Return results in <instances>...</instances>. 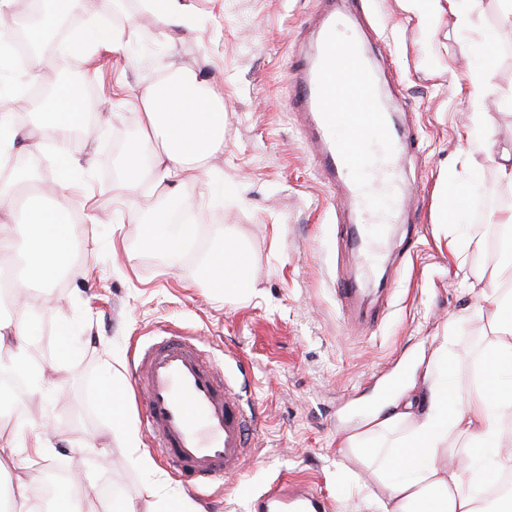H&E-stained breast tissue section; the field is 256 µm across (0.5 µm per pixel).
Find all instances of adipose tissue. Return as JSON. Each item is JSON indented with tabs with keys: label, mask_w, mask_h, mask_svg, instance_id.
<instances>
[{
	"label": "adipose tissue",
	"mask_w": 512,
	"mask_h": 512,
	"mask_svg": "<svg viewBox=\"0 0 512 512\" xmlns=\"http://www.w3.org/2000/svg\"><path fill=\"white\" fill-rule=\"evenodd\" d=\"M428 24H439L453 14L458 28L474 31L480 0H415ZM486 60L475 62L466 75L473 103L466 126L467 139H475L486 118L479 101L495 98L512 108V89L499 90L489 82ZM139 135L125 157L123 181L130 193L142 183L171 199L185 174L203 173L209 159L224 149V98L204 86L194 71L169 60L167 74L135 97ZM43 189L30 193L20 212L0 209V255L23 248L25 268L18 272L0 306L20 308L19 320L0 314V368L28 376L32 370L21 346L33 323L25 306L24 292L30 282L55 284L73 256L78 239L71 224L54 219ZM504 261L485 278L487 288L468 307L465 317L451 319L442 345L432 354L423 373L419 406L391 399L375 407L360 429L341 443L345 455L356 459L374 479L375 488L364 498L367 512H512V494L490 501L474 492L479 471L460 479L451 463L469 459L474 449H494L497 470L512 473V209L494 213ZM198 224H182L167 231L161 216L150 219L149 243L182 261L193 251L201 235ZM192 282L204 281L240 296L251 285L244 248L232 235L221 247L203 253L191 269ZM487 321L485 360L491 363L493 383H482L473 393L452 395L447 378L437 373L441 361L451 358L459 336L475 321ZM402 477H394L396 465Z\"/></svg>",
	"instance_id": "adipose-tissue-1"
}]
</instances>
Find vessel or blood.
Instances as JSON below:
<instances>
[{
    "mask_svg": "<svg viewBox=\"0 0 512 512\" xmlns=\"http://www.w3.org/2000/svg\"><path fill=\"white\" fill-rule=\"evenodd\" d=\"M341 19L325 15L309 57L290 70L288 106L310 116L314 158L343 210L360 212L358 227L338 225V236L358 234L372 265L396 216L400 160L409 137L379 101L378 72L356 40L337 41ZM134 390L143 426L162 463L195 488L222 485L256 456L261 416L246 392L239 355L216 363L202 339L169 331L136 349ZM255 512H333L307 481L275 479L254 502Z\"/></svg>",
    "mask_w": 512,
    "mask_h": 512,
    "instance_id": "b4317fda",
    "label": "vessel or blood"
}]
</instances>
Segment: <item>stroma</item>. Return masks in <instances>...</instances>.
Masks as SVG:
<instances>
[{
	"label": "stroma",
	"instance_id": "1",
	"mask_svg": "<svg viewBox=\"0 0 512 512\" xmlns=\"http://www.w3.org/2000/svg\"><path fill=\"white\" fill-rule=\"evenodd\" d=\"M112 3L122 16L120 49L86 52L99 17L94 6L86 7L68 40L81 75L111 115L107 140L82 143L69 155L53 137L41 135L25 154L40 177L67 172L68 157L85 159L81 180L68 182L55 200L82 215L81 248L55 287L36 285L29 292L36 324L26 354L43 376L29 383L24 412L31 425L55 430L54 446L37 459L12 447L13 404L0 397V478L14 482L21 468L36 478L54 464L73 462L82 466L85 482L95 485L109 475L120 495L144 505L157 475L124 447L104 445L114 428L106 397L115 394L125 424L142 439L140 451L149 452L130 363L136 346L166 326L202 337L216 360L228 351L238 354L265 420L257 459L230 488L191 492L170 473L166 492L187 494L199 512H250L252 499L271 479L303 478L333 501L334 512H360L372 476L339 445L382 403L387 377L405 383L411 372L424 371L448 321L465 310L471 294L485 289V281L464 277L449 259L437 217L448 173L456 171L475 185L458 203L467 221L456 231L484 238L481 262L499 259L493 211L485 203L506 188L487 151L512 145V110L486 101L481 144H467L461 138L469 105L464 76L476 56L454 17L428 26L411 0H358L357 18L341 34L364 43L379 73L382 105L416 142L401 163L402 180L416 193L365 275L357 252L336 236L333 195L299 117L288 108L286 73L309 52L312 25L327 9L326 0H187L181 39L169 42L160 27H152L146 51L135 48L147 19L140 0ZM497 10V0H483L476 38L495 58L491 83L507 89L512 31L496 28ZM172 57L224 93V151L212 160L210 175L183 183L179 198L205 227L203 249L222 245L229 229L247 250L253 289L236 298L205 283L185 287L196 255L177 266L146 241L144 221L161 196L145 190L136 214H129L126 190L104 174L120 161L114 139L128 143L138 134V116L127 98L163 77ZM38 80L59 94L68 88L52 70L34 74L0 62V107L24 112L29 127L39 107L24 97ZM357 273L365 306L383 301L384 313L375 323L350 326L336 302V279ZM484 341L477 327L459 339L448 367L459 393H466L480 366Z\"/></svg>",
	"mask_w": 512,
	"mask_h": 512
}]
</instances>
